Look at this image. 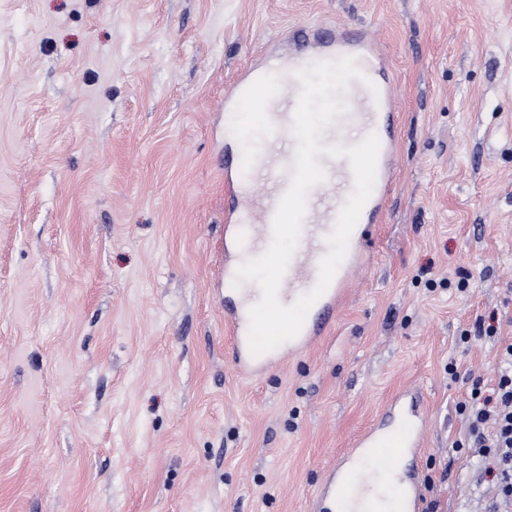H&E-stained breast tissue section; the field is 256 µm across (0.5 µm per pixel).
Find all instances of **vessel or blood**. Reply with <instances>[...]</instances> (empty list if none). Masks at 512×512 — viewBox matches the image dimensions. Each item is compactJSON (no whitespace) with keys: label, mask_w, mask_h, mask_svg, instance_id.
Returning a JSON list of instances; mask_svg holds the SVG:
<instances>
[{"label":"vessel or blood","mask_w":512,"mask_h":512,"mask_svg":"<svg viewBox=\"0 0 512 512\" xmlns=\"http://www.w3.org/2000/svg\"><path fill=\"white\" fill-rule=\"evenodd\" d=\"M352 57L362 73L347 90L348 112L324 132V143H344L343 132L354 127L360 136L376 134L380 142L373 192L353 229L346 256L324 294L309 310L297 337L260 356L249 348V309L252 291L234 288L240 249L263 253L272 238V221L288 189L296 139L291 130L301 85L295 73L312 63ZM382 57L372 32L337 33L335 41L299 49L288 58L271 57L250 71L224 99V127L238 138L242 109L255 112L269 130L264 150L236 154L225 167L224 314L233 335L232 354L240 371L255 374L311 345L332 320L336 308L364 265L361 242L369 225L380 223L397 163L393 140L395 100L390 85L381 82ZM262 85L256 96L253 85ZM326 171L323 183L311 189L298 246L282 280L278 297L290 305L317 283L319 263L340 209L354 188L348 159L320 156ZM390 426H372L356 437L347 452L330 467L313 500V512H422L423 487L415 472L404 466L417 457L427 435L422 397L417 392L396 396L388 406Z\"/></svg>","instance_id":"vessel-or-blood-1"}]
</instances>
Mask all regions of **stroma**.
Returning <instances> with one entry per match:
<instances>
[{"mask_svg": "<svg viewBox=\"0 0 512 512\" xmlns=\"http://www.w3.org/2000/svg\"><path fill=\"white\" fill-rule=\"evenodd\" d=\"M340 26L378 35L399 169L332 326L247 375L224 93ZM510 343L512 0H0V512H312L407 389L434 512H500L448 364L491 389Z\"/></svg>", "mask_w": 512, "mask_h": 512, "instance_id": "35a3bbf8", "label": "stroma"}]
</instances>
